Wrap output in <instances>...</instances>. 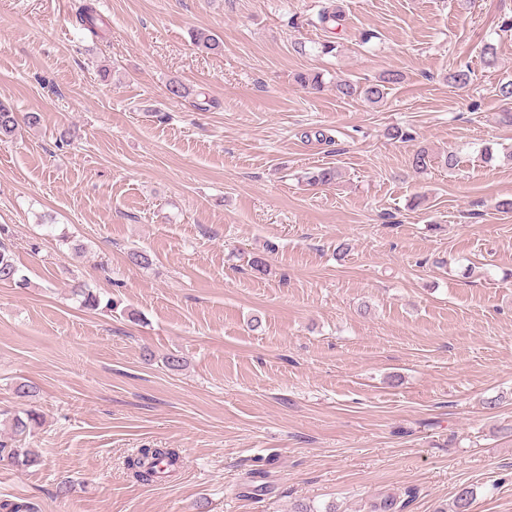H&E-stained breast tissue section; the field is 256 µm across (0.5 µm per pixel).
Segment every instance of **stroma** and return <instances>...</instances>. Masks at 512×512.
Wrapping results in <instances>:
<instances>
[{"mask_svg": "<svg viewBox=\"0 0 512 512\" xmlns=\"http://www.w3.org/2000/svg\"><path fill=\"white\" fill-rule=\"evenodd\" d=\"M327 2L97 0L94 38L74 0H0V101L41 115L0 141V225L28 281L0 283V442L17 384L44 416L40 463L0 460V504L448 512L467 486L472 512H512V0H337L333 31ZM390 69L381 105L336 94ZM318 167L339 176L308 184ZM144 447L180 449L178 476L134 482ZM72 21L80 29L93 36H98L102 26L105 25L94 0H75L72 8Z\"/></svg>", "mask_w": 512, "mask_h": 512, "instance_id": "35a3bbf8", "label": "stroma"}]
</instances>
